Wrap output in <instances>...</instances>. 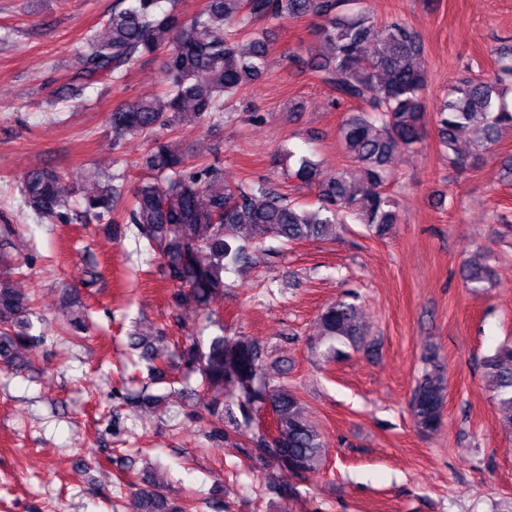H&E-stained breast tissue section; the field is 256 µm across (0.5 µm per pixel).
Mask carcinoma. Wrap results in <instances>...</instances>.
<instances>
[{
    "label": "carcinoma",
    "mask_w": 512,
    "mask_h": 512,
    "mask_svg": "<svg viewBox=\"0 0 512 512\" xmlns=\"http://www.w3.org/2000/svg\"><path fill=\"white\" fill-rule=\"evenodd\" d=\"M319 19L317 33L327 52L298 59L336 96L356 103L347 113L338 138L352 168L328 177L313 156L284 148L278 155L294 178L315 187L318 206L307 209L264 182L244 185L224 181L214 163L190 165L189 150L164 138L162 132L183 123L222 117L229 102L261 78L267 66L268 44L258 21ZM104 32L93 35L79 52L80 71L55 90L53 104L81 101L101 78L122 82L147 58L167 52L165 88L115 108L109 118L118 136L144 135L153 147L144 165L150 176L135 184L126 198L124 184L105 179L81 198L84 212L119 231L131 224L145 240L144 249L158 254L180 306L202 311L217 333L195 336L182 345L179 357L200 376L188 396L240 436L251 428L254 414L269 408L276 435L267 441L252 434V442L288 472L317 474L326 448L317 427L307 418L301 399L266 366L263 349L253 341L224 335V324L211 308L224 295V272L245 264L251 252L266 241L281 246L303 241L333 240L337 226L351 217L380 239L390 238L398 212L386 192L395 157L421 144L427 113L421 93L427 84L419 35L403 20L376 26L357 0H206L193 17L184 18L176 0H120L104 21ZM494 79L464 78L434 113L440 144L449 151L448 163L461 165L458 134L475 131L481 150L496 145L512 130V109L505 101L504 77H512V56L502 53ZM25 208L41 221L64 217L70 193L61 176L50 168L28 170L20 180ZM0 364L21 371L30 365L27 351L40 341L31 334L34 313L28 298L13 287L8 256L0 252ZM466 284L475 292L491 279L490 269L469 259L463 265ZM72 339L87 329V313L74 302L64 314ZM363 310L344 299L329 305L319 317L315 344L336 359L342 347H365ZM152 376L162 375L156 363L166 337L147 325L128 336ZM409 403L415 429L432 435L444 426L447 401L446 371L437 355L423 356ZM489 384L500 423L512 432V341H505L479 362ZM137 512H195L154 483L134 493Z\"/></svg>",
    "instance_id": "carcinoma-1"
}]
</instances>
